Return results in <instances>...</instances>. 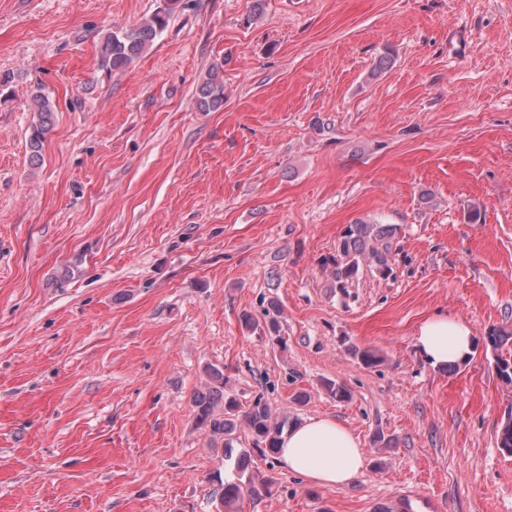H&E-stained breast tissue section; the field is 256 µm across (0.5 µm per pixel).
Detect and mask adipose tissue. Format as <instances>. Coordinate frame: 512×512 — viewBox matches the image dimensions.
Here are the masks:
<instances>
[{
	"label": "adipose tissue",
	"mask_w": 512,
	"mask_h": 512,
	"mask_svg": "<svg viewBox=\"0 0 512 512\" xmlns=\"http://www.w3.org/2000/svg\"><path fill=\"white\" fill-rule=\"evenodd\" d=\"M415 344L431 365H456L472 354L474 336L465 320L436 315L420 324ZM279 457L288 470L327 487L346 485L365 467L358 439L331 417L291 427L281 438Z\"/></svg>",
	"instance_id": "obj_1"
}]
</instances>
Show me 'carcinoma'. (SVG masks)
Listing matches in <instances>:
<instances>
[{
  "label": "carcinoma",
  "mask_w": 512,
  "mask_h": 512,
  "mask_svg": "<svg viewBox=\"0 0 512 512\" xmlns=\"http://www.w3.org/2000/svg\"><path fill=\"white\" fill-rule=\"evenodd\" d=\"M180 0H167L166 8L160 9L129 30L111 31L101 40L99 63L107 70L126 67L135 58L147 50L168 26V21ZM224 69L213 65L207 76L196 87L195 103L202 112H214L224 106ZM33 110L38 121L32 127L29 138L30 161H41V151L45 133L53 125L55 106L49 96L38 93L33 98ZM395 228L391 224L360 220L347 226L338 245L336 258L333 259L332 277L339 289L346 288L356 279L363 267H369L387 278L393 273L390 265V239ZM272 311L266 312L268 321L260 325L250 316L244 317L245 325L281 346H286L279 336L280 310L271 303ZM493 348L506 349V355H497L496 368L499 377L512 384V350L507 344L512 342V333L493 330L489 334ZM211 385L207 391L194 395L193 403L197 410L199 423L209 430L213 440L224 441L225 457L231 458V435L237 429V421H244L253 438V448L238 457L236 468L243 470L252 462V457L266 460L278 453L280 439L286 427L290 426L288 413L280 415L257 400L245 406L233 394L224 390V372L216 366L208 367ZM497 445L503 452L512 455V418H508L497 434ZM256 493L252 481H227L214 491L212 501L220 505L219 512H233L236 505L247 496Z\"/></svg>",
  "instance_id": "obj_1"
}]
</instances>
